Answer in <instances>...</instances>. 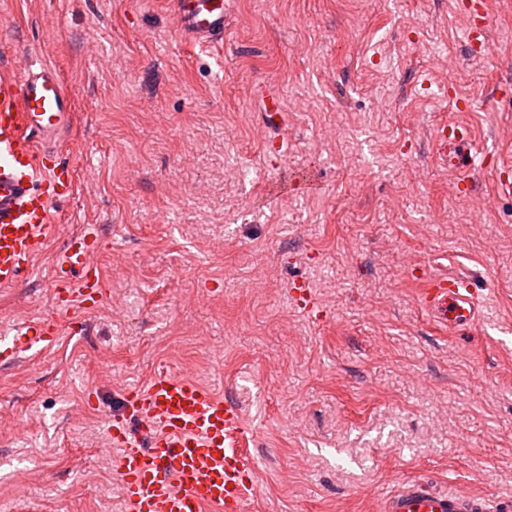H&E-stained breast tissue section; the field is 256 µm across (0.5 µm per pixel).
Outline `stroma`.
<instances>
[{
	"mask_svg": "<svg viewBox=\"0 0 512 512\" xmlns=\"http://www.w3.org/2000/svg\"><path fill=\"white\" fill-rule=\"evenodd\" d=\"M165 3L0 0V69L50 63L72 94L79 179L0 318L49 313L74 227L98 225L106 274L83 334L0 369V512H128L98 447L122 388L159 368L242 407L245 512H373L420 474L512 494V199L481 169L459 196L433 148L452 86L512 152V99L493 92L512 81V0H490L481 58L461 0H226L216 49L184 44ZM425 274L475 281V329H430Z\"/></svg>",
	"mask_w": 512,
	"mask_h": 512,
	"instance_id": "35a3bbf8",
	"label": "stroma"
}]
</instances>
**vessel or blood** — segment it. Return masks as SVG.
Here are the masks:
<instances>
[{
	"label": "vessel or blood",
	"instance_id": "vessel-or-blood-1",
	"mask_svg": "<svg viewBox=\"0 0 512 512\" xmlns=\"http://www.w3.org/2000/svg\"><path fill=\"white\" fill-rule=\"evenodd\" d=\"M177 31L186 42L224 39V0H171ZM465 40L473 55L491 52L486 0H472ZM75 118L73 99L59 73L44 64L23 74L0 73V287L28 278L55 226L51 209L74 197V170L56 146ZM437 161L455 178L459 195L472 188L471 173L488 169L493 188L512 197V157L488 149L460 118L438 125ZM100 237L95 225L70 234L54 261L52 312L0 333V366L50 352L62 333L85 329L103 297L105 275L93 263ZM420 303L430 322L448 334L480 321L469 278L426 275ZM247 431L237 404L195 381L168 372L127 389L111 420V443L122 449L118 470L129 512H243L258 493L244 448ZM377 512H512V495L489 497L425 476L404 480Z\"/></svg>",
	"mask_w": 512,
	"mask_h": 512
}]
</instances>
